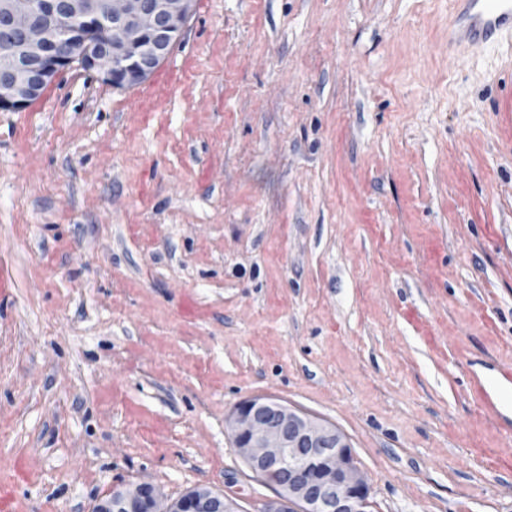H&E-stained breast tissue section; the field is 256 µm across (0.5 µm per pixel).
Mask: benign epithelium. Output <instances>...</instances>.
Here are the masks:
<instances>
[{"label":"benign epithelium","instance_id":"1","mask_svg":"<svg viewBox=\"0 0 512 512\" xmlns=\"http://www.w3.org/2000/svg\"><path fill=\"white\" fill-rule=\"evenodd\" d=\"M193 0H0V111L24 108L78 67L114 86L149 76L169 54ZM235 450L276 497L262 512H367L370 487L344 434L270 398L234 409ZM93 512H241L236 499L196 487L176 500L142 483L100 498Z\"/></svg>","mask_w":512,"mask_h":512}]
</instances>
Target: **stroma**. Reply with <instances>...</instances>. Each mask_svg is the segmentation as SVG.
Instances as JSON below:
<instances>
[{
	"label": "stroma",
	"mask_w": 512,
	"mask_h": 512,
	"mask_svg": "<svg viewBox=\"0 0 512 512\" xmlns=\"http://www.w3.org/2000/svg\"><path fill=\"white\" fill-rule=\"evenodd\" d=\"M459 0H194L151 80L0 112V478L22 512L147 482L260 512L267 397L335 426L368 512H512V31ZM457 13L458 29L448 35V42L466 44L486 41L491 35L512 29L511 0H464ZM28 476V467L25 463H20L16 467L15 476L9 480H0V511L1 512H19L21 503L17 496V483L19 480H25Z\"/></svg>",
	"instance_id": "35a3bbf8"
}]
</instances>
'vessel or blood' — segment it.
<instances>
[{"label":"vessel or blood","mask_w":512,"mask_h":512,"mask_svg":"<svg viewBox=\"0 0 512 512\" xmlns=\"http://www.w3.org/2000/svg\"><path fill=\"white\" fill-rule=\"evenodd\" d=\"M456 24L450 40L467 44L486 41L491 35L512 29V0H464ZM27 476L28 467L22 463L17 466L14 478L0 480V512H20L17 483Z\"/></svg>","instance_id":"b4317fda"}]
</instances>
